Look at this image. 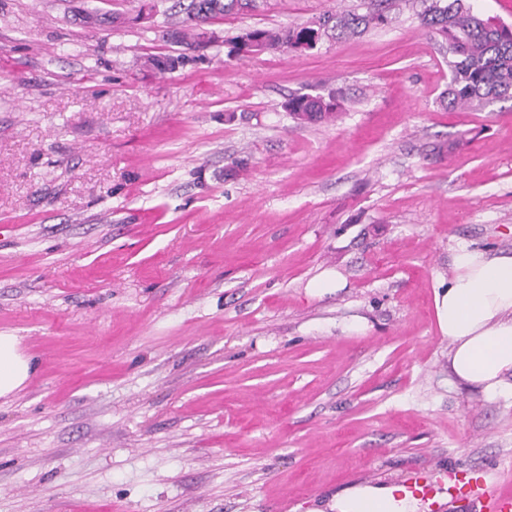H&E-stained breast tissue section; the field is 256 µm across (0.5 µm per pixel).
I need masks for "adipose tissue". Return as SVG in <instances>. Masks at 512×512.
<instances>
[{"instance_id": "obj_1", "label": "adipose tissue", "mask_w": 512, "mask_h": 512, "mask_svg": "<svg viewBox=\"0 0 512 512\" xmlns=\"http://www.w3.org/2000/svg\"><path fill=\"white\" fill-rule=\"evenodd\" d=\"M453 275L436 293V314L448 339V369L488 397L512 398V255L461 246ZM32 374L17 336L0 333V397ZM334 512H421V502L395 486L365 485L337 496Z\"/></svg>"}]
</instances>
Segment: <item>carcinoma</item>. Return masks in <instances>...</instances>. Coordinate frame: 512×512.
I'll return each mask as SVG.
<instances>
[{
  "instance_id": "obj_1",
  "label": "carcinoma",
  "mask_w": 512,
  "mask_h": 512,
  "mask_svg": "<svg viewBox=\"0 0 512 512\" xmlns=\"http://www.w3.org/2000/svg\"><path fill=\"white\" fill-rule=\"evenodd\" d=\"M256 0H176L184 37L194 26L209 23L227 14H239L254 7ZM408 0H376L367 11L342 9L327 12L310 25L281 29H254L251 35L269 49L314 48L313 37L342 39L372 27L393 22ZM421 24L443 36L448 43L450 81L448 106L478 107L491 100H512V36H507L477 13L469 0H432L419 14ZM338 104L334 98L299 94L285 104L288 116L297 121L329 120Z\"/></svg>"
}]
</instances>
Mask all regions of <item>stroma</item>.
Returning a JSON list of instances; mask_svg holds the SVG:
<instances>
[{"instance_id": "obj_1", "label": "stroma", "mask_w": 512, "mask_h": 512, "mask_svg": "<svg viewBox=\"0 0 512 512\" xmlns=\"http://www.w3.org/2000/svg\"><path fill=\"white\" fill-rule=\"evenodd\" d=\"M161 2L0 0V333L33 366L0 512H326L512 471V400L454 381L435 307L458 246L512 254V102L449 108L413 10L233 57L359 0H258L193 49ZM332 92L331 121L283 108ZM445 476L448 477V474L444 472H439L438 477L434 473H419L407 479L404 486L413 495L429 500L433 498L435 489L442 484ZM402 491L400 486H359L336 495L331 509L336 512H420V500L408 493L399 496Z\"/></svg>"}]
</instances>
